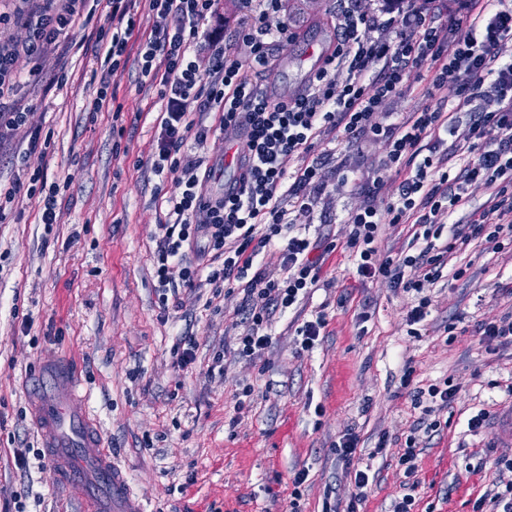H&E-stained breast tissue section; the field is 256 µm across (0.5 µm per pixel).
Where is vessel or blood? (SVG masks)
Masks as SVG:
<instances>
[{
  "label": "vessel or blood",
  "instance_id": "vessel-or-blood-1",
  "mask_svg": "<svg viewBox=\"0 0 512 512\" xmlns=\"http://www.w3.org/2000/svg\"><path fill=\"white\" fill-rule=\"evenodd\" d=\"M250 159L228 147L224 157L225 194L235 193ZM31 418L46 457L62 483L73 489L82 512H143L126 473L112 461L90 418L77 367L51 357L33 384Z\"/></svg>",
  "mask_w": 512,
  "mask_h": 512
}]
</instances>
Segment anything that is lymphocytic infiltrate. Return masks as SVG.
<instances>
[{
    "instance_id": "1",
    "label": "lymphocytic infiltrate",
    "mask_w": 512,
    "mask_h": 512,
    "mask_svg": "<svg viewBox=\"0 0 512 512\" xmlns=\"http://www.w3.org/2000/svg\"><path fill=\"white\" fill-rule=\"evenodd\" d=\"M88 2L21 0L15 13H0V140L24 131L38 149L40 136L28 131V109L17 97V62L46 57L61 37L86 26ZM106 5L91 47L101 72L92 109L120 120L112 74L136 60L158 89L151 167L176 182L161 199L156 232L159 300L204 282L241 292L236 356L265 352L275 317L318 290L337 248L331 237L286 231L314 220L324 185L318 148L326 136L385 146L372 183L394 180L397 191L384 204L366 200L350 212L346 246L359 281L383 278L411 295L408 324L426 322L428 288L451 255L479 238L494 250L512 244V0H338L328 18L336 39L302 97L287 105L269 100L265 80L278 64L277 49L297 40L288 0H239L240 21L227 41L208 28L220 0ZM142 8L155 19L147 34L137 28ZM18 23L26 31L19 42L6 36ZM422 81L435 105L389 121L390 104ZM219 133L245 134L254 159L232 197L213 189L215 168L204 154ZM189 144L195 155L186 154ZM459 150L465 164L453 175L448 154ZM61 185L37 168L0 186V220L24 196L37 205L40 223H59ZM474 187L490 189L487 209L469 210ZM462 209L464 225L448 224ZM388 224L414 225L424 247L378 260ZM453 396L449 384L415 388L417 428L438 432L433 415Z\"/></svg>"
}]
</instances>
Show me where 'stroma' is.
<instances>
[{"instance_id":"1","label":"stroma","mask_w":512,"mask_h":512,"mask_svg":"<svg viewBox=\"0 0 512 512\" xmlns=\"http://www.w3.org/2000/svg\"><path fill=\"white\" fill-rule=\"evenodd\" d=\"M331 7V0H289L301 37L279 53L281 88L301 83L313 64L310 45L334 39L324 23ZM94 33L91 24L75 29L63 48L17 63V96L49 142L45 154L29 153L19 134L0 141V181L37 166L72 180L53 229L39 224L30 201L0 222V512L18 495L26 512H82L49 460H31L26 472L15 464L16 453L40 446L26 383L50 353L80 366L90 413L146 512H322L328 499L348 504L350 475L366 467L377 477L356 512H390L406 482L402 440L418 417L401 385L406 376L416 385L445 378L455 386L436 414L439 432L419 436L413 512H493L482 497L501 477L496 459L512 457L505 390L512 346L485 339L480 325L512 314V248L496 252L477 240L450 257L432 287L425 326L410 334L407 295L382 281L360 283L344 247L350 208L396 191L367 180L383 146L324 140L320 221L298 229L314 236L325 223L336 236L338 248L322 269L325 286L302 313L276 319L261 357L226 355L223 375L209 376L213 348L232 347L241 331L234 313L241 297L214 296L208 285L183 288L180 308L162 315L153 287L156 193L173 191L175 181L155 175L149 162L157 89L139 83L135 63L116 72L124 133H113L111 113L91 110L93 63L83 47ZM34 69L38 77L29 78ZM461 266L465 275L454 276ZM322 308L325 335L316 349L301 351L297 321ZM448 326L453 335L445 334ZM187 331L199 343L188 373L174 357ZM246 386L251 401L240 409ZM482 408L489 423L471 434L467 421ZM350 432L358 450L338 459L334 445ZM385 434L391 444L374 455ZM300 470L308 477L297 489L292 478Z\"/></svg>"}]
</instances>
